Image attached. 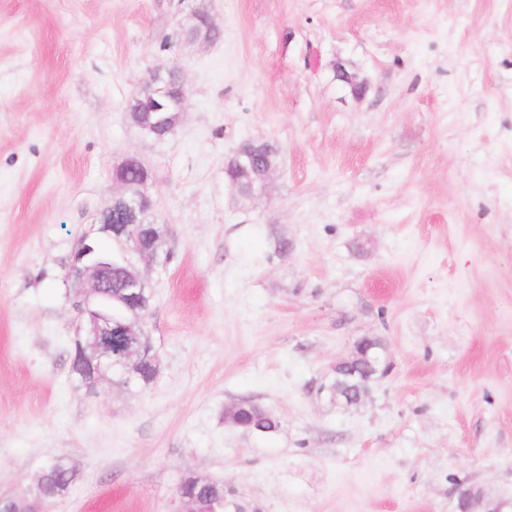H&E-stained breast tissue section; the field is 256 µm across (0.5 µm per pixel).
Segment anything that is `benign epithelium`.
Listing matches in <instances>:
<instances>
[{
    "label": "benign epithelium",
    "mask_w": 512,
    "mask_h": 512,
    "mask_svg": "<svg viewBox=\"0 0 512 512\" xmlns=\"http://www.w3.org/2000/svg\"><path fill=\"white\" fill-rule=\"evenodd\" d=\"M161 71L152 72L145 83V98L153 103L167 97V89L159 85ZM146 191H140L131 198L120 197L121 220L112 223L114 207L100 214L97 233L122 243L123 266L121 267L118 287L122 288L126 300L137 303L146 283L133 268L130 257L136 255L143 259L157 258V249L146 244L151 225L135 223V217L142 204L147 201ZM90 234H83L73 250L68 271V280L74 288L77 301L78 321L74 342L83 347L89 365L90 382L96 387L103 381H109L112 374L118 372L124 384L133 382L145 362L159 368V359L149 336L145 333L142 320L138 317L115 320L112 308L106 299L112 298V264L98 257L89 245ZM121 336L127 342L123 359L112 361V337ZM354 351L360 355L375 356L387 372L389 362L385 352L378 351L376 339L362 337L354 345ZM0 512H37L36 504L21 501L13 497H0Z\"/></svg>",
    "instance_id": "benign-epithelium-1"
}]
</instances>
